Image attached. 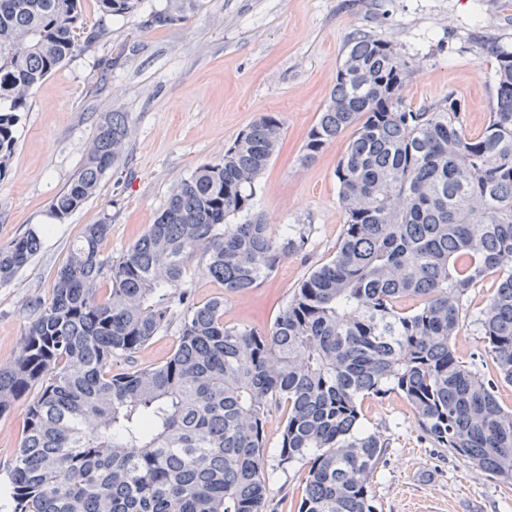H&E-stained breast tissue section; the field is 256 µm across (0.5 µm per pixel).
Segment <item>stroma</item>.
Segmentation results:
<instances>
[{
  "mask_svg": "<svg viewBox=\"0 0 512 512\" xmlns=\"http://www.w3.org/2000/svg\"><path fill=\"white\" fill-rule=\"evenodd\" d=\"M365 30L421 60L404 96L412 106L455 92L465 100L466 129L484 127L492 100L494 62L483 42L512 45V0H204L201 11L163 29L143 15L113 21L103 43L78 49L35 89L17 130L11 173L0 181V245L31 230L41 249L0 286V366L18 353L29 327L28 299L51 300L59 267L86 225L109 219L101 244L119 258L152 224L174 185L221 157L240 131L265 113L284 132L262 175L253 210L273 229L308 224L306 245L256 288L228 293L192 258L186 286L196 302L224 299L225 322L267 330L295 287L329 262L344 216L336 166L340 137L302 163L311 127L336 82L348 37ZM129 113V150L102 178L95 195L64 220L49 214L52 199L80 170L103 113ZM492 288L470 289L471 314L453 340L458 356L481 377L496 367L473 315ZM178 342L177 327L160 332L116 371L157 365ZM29 398L0 414V512H8V467L19 447ZM363 427L388 448L373 479L377 512H512V487L473 469L420 431L397 391L365 400ZM307 468L274 471L267 498L276 512H298Z\"/></svg>",
  "mask_w": 512,
  "mask_h": 512,
  "instance_id": "35a3bbf8",
  "label": "stroma"
}]
</instances>
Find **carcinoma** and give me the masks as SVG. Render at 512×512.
Returning a JSON list of instances; mask_svg holds the SVG:
<instances>
[{"label":"carcinoma","instance_id":"1","mask_svg":"<svg viewBox=\"0 0 512 512\" xmlns=\"http://www.w3.org/2000/svg\"><path fill=\"white\" fill-rule=\"evenodd\" d=\"M144 6L99 0L100 22L83 36L79 0H0V181L35 87L79 42L99 43ZM202 7L160 0L145 24L167 28ZM484 51L494 93L475 135L453 92L407 104L418 55L363 30L348 38L303 155L313 161L354 129L336 168L343 232L266 331L224 322V298L198 304L181 285L198 255L224 291L244 293L305 245L309 225L274 234L253 212L283 134L277 115H261L178 182L118 259L100 250L110 222L87 225L48 306L26 304L28 332L0 367V413L35 392L8 467L13 512H268L267 470L299 462L309 469L298 512H376L371 487L388 442L363 430L362 403L390 390L435 447L512 485V409L497 396L512 385V50L494 40ZM130 135L129 113H106L83 167L50 203L55 219L95 194ZM235 216L243 221L229 223ZM40 247L35 231L0 247V284ZM487 279L493 292L476 321L495 380L452 346L468 291ZM176 319L167 361L112 370Z\"/></svg>","mask_w":512,"mask_h":512}]
</instances>
